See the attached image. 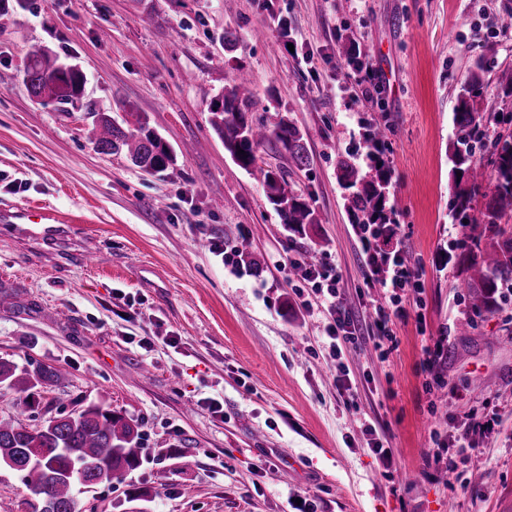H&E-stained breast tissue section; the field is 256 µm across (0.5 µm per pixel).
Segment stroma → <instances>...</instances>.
<instances>
[{"label":"stroma","mask_w":512,"mask_h":512,"mask_svg":"<svg viewBox=\"0 0 512 512\" xmlns=\"http://www.w3.org/2000/svg\"><path fill=\"white\" fill-rule=\"evenodd\" d=\"M348 46L378 74L370 94ZM36 48L82 69L76 106L31 96L22 69ZM506 68L512 0H28L0 16V358L63 372L41 407L100 403L141 433L142 466L77 486L81 505L296 512L301 497L315 512H512V305L471 313L449 258L462 236L448 160L457 95L476 74L486 115L512 112L496 87ZM242 71L258 118L288 115L305 134L306 169L269 143L256 164L315 210L306 236L289 239L258 174L210 126ZM133 112L172 150L165 171L89 140L94 115ZM371 123L391 130L392 247L418 275L406 292L417 311L392 324L387 353L360 341L335 360L292 263L335 268L360 320L387 304L337 179L340 159L367 166ZM443 334L435 378L422 347Z\"/></svg>","instance_id":"obj_1"}]
</instances>
